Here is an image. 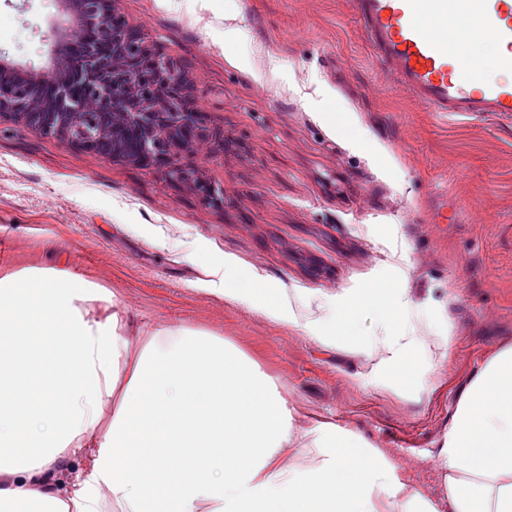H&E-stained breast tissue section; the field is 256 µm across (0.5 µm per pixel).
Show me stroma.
I'll return each mask as SVG.
<instances>
[{"label":"stroma","instance_id":"35a3bbf8","mask_svg":"<svg viewBox=\"0 0 512 512\" xmlns=\"http://www.w3.org/2000/svg\"><path fill=\"white\" fill-rule=\"evenodd\" d=\"M186 67L188 98L224 134L179 161L190 183L0 122V270L65 266L136 325L212 332L283 388L297 432L322 421L383 449L438 500L436 457L460 390L512 344V124L444 117L400 91L348 0H118ZM56 0H0V52L43 67ZM266 280L289 319L213 291L224 263ZM389 283L412 324L452 335L400 385L371 355L397 330L359 308L345 341L313 338L334 303Z\"/></svg>","mask_w":512,"mask_h":512}]
</instances>
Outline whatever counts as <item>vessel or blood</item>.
<instances>
[{"label":"vessel or blood","mask_w":512,"mask_h":512,"mask_svg":"<svg viewBox=\"0 0 512 512\" xmlns=\"http://www.w3.org/2000/svg\"><path fill=\"white\" fill-rule=\"evenodd\" d=\"M490 38L501 47L498 77L460 83L455 37L434 33L430 19L461 21L459 0H352L362 37L396 86L429 111L512 119V0H470Z\"/></svg>","instance_id":"vessel-or-blood-1"}]
</instances>
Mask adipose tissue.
Here are the masks:
<instances>
[{
  "label": "adipose tissue",
  "instance_id": "ef3b65f1",
  "mask_svg": "<svg viewBox=\"0 0 512 512\" xmlns=\"http://www.w3.org/2000/svg\"><path fill=\"white\" fill-rule=\"evenodd\" d=\"M213 274L225 299L286 318L250 272ZM361 306L400 315L402 291L368 289L334 308L335 324ZM130 330L114 294L74 271L0 275V512H512V344L458 395L435 502L353 430L298 435L280 384L222 337ZM428 342H381L380 362L410 384ZM429 343L443 359L452 340Z\"/></svg>",
  "mask_w": 512,
  "mask_h": 512
}]
</instances>
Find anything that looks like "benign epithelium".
I'll use <instances>...</instances> for the list:
<instances>
[{
	"instance_id": "benign-epithelium-1",
	"label": "benign epithelium",
	"mask_w": 512,
	"mask_h": 512,
	"mask_svg": "<svg viewBox=\"0 0 512 512\" xmlns=\"http://www.w3.org/2000/svg\"><path fill=\"white\" fill-rule=\"evenodd\" d=\"M58 4L44 74L0 58L1 64L12 66V79L19 87L12 96L0 97V120L27 124L47 138L89 151L97 140L110 141L112 159L162 169L172 179L192 182L208 205L224 206L223 187L176 162L189 143H224L207 113L187 101L183 67L143 29L129 24L117 0ZM101 41L110 46L106 55L99 51ZM44 86L51 94L40 98L34 90ZM80 87L89 88L98 103L110 108L96 123L77 95Z\"/></svg>"
}]
</instances>
